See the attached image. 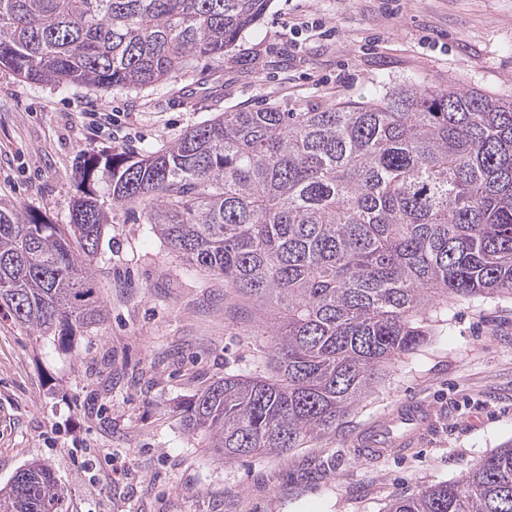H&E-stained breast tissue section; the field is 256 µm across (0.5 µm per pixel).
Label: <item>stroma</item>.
<instances>
[{
    "mask_svg": "<svg viewBox=\"0 0 512 512\" xmlns=\"http://www.w3.org/2000/svg\"><path fill=\"white\" fill-rule=\"evenodd\" d=\"M512 96V0H272L232 58L145 89L92 91L0 67V199L69 221L82 154L145 155L218 113L301 112L412 80ZM108 112L109 129L88 115ZM103 322L68 343L0 307V483L47 463L66 512H387L512 441V300L454 306L336 434L287 455L218 460L183 409L224 374L267 372L253 313L171 252L141 206L114 211L90 266ZM435 420L421 444L367 461L360 430L403 402Z\"/></svg>",
    "mask_w": 512,
    "mask_h": 512,
    "instance_id": "1",
    "label": "stroma"
}]
</instances>
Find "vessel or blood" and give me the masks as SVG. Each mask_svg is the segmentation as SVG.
<instances>
[{"label":"vessel or blood","mask_w":512,"mask_h":512,"mask_svg":"<svg viewBox=\"0 0 512 512\" xmlns=\"http://www.w3.org/2000/svg\"><path fill=\"white\" fill-rule=\"evenodd\" d=\"M434 419L425 403L403 404L370 422L356 439L362 458L403 454L418 446Z\"/></svg>","instance_id":"obj_1"}]
</instances>
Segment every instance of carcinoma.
<instances>
[{
  "instance_id": "cac0c4a2",
  "label": "carcinoma",
  "mask_w": 512,
  "mask_h": 512,
  "mask_svg": "<svg viewBox=\"0 0 512 512\" xmlns=\"http://www.w3.org/2000/svg\"><path fill=\"white\" fill-rule=\"evenodd\" d=\"M270 0H0V65L27 80L142 89L231 55ZM70 222L0 202V304L60 340L98 324L87 261L112 212L224 280L270 336L265 376L226 374L184 421L224 461L336 433L455 303L512 299V99L401 84L304 112L229 111L167 148L83 156ZM39 460L0 512H63ZM388 512H512V444Z\"/></svg>"
}]
</instances>
